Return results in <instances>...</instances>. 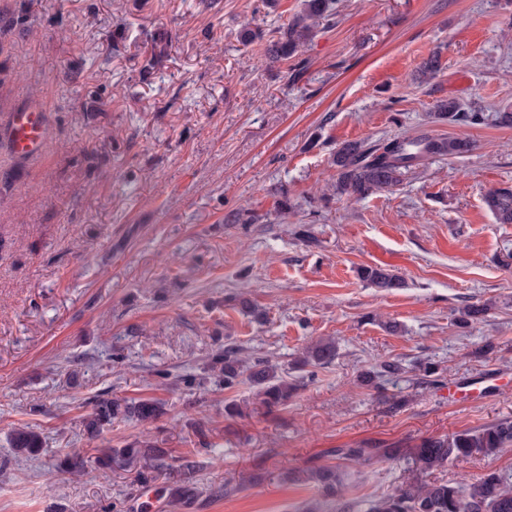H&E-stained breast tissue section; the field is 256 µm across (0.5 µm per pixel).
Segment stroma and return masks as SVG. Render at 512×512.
<instances>
[{"label": "stroma", "instance_id": "stroma-1", "mask_svg": "<svg viewBox=\"0 0 512 512\" xmlns=\"http://www.w3.org/2000/svg\"><path fill=\"white\" fill-rule=\"evenodd\" d=\"M301 3L0 0V123L29 101L47 111L37 156L0 143V512H142L148 500L152 512H302L318 490L284 473L333 464L330 449L412 448L512 419V389L448 397L450 384L512 375V224L485 204L512 188V127L429 119L448 98L466 112L512 108V0H336L335 24L304 44L291 82L264 49ZM246 27L261 39L242 42ZM158 35L167 53L142 75ZM434 54L439 71L419 78ZM423 131L474 149L363 200L336 196L340 144ZM237 211L250 223H230ZM302 225L314 243L297 236ZM364 265L406 288L367 285ZM237 292L266 323L234 307ZM477 301L485 320L460 325ZM327 338L334 363L270 413L254 409L249 384L202 376L228 343L287 369ZM388 359L405 374L360 385ZM419 360L439 365L440 384L422 383ZM101 395L157 399L166 412L92 440L84 419ZM231 400L243 416L225 417ZM23 427L44 438L40 456L12 450ZM136 440L173 457L199 449L192 506L132 467L54 469L63 453ZM345 471L358 501L411 476L383 459ZM490 471H512V449L431 477L464 485ZM252 474L260 482L241 485ZM358 276L366 284L381 291L393 292L406 287L402 276L381 266H362L358 269Z\"/></svg>", "mask_w": 512, "mask_h": 512}]
</instances>
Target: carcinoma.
Wrapping results in <instances>:
<instances>
[{"instance_id": "cac0c4a2", "label": "carcinoma", "mask_w": 512, "mask_h": 512, "mask_svg": "<svg viewBox=\"0 0 512 512\" xmlns=\"http://www.w3.org/2000/svg\"><path fill=\"white\" fill-rule=\"evenodd\" d=\"M336 18L334 0H303L301 10L287 26L276 31V36L266 48L270 59L290 64L292 76L300 73L302 62L296 57L315 29ZM167 42L158 36L152 40L150 57L142 72L148 73L155 63L166 55ZM434 116L438 120L482 124L488 120L512 127V111L463 112L453 99L442 100ZM473 150L467 138L440 137L423 132L413 137H403L374 145L363 142H344L333 154L337 169L336 195L359 200L378 191L389 189L400 182L404 172L428 158L460 157ZM485 203L499 224H512V188L491 192ZM359 278L382 291L393 292L406 287L402 276L381 266H362ZM240 310L261 323L266 320L265 310L246 297L234 298ZM488 304L473 302L462 308L460 321L464 324L482 321ZM337 355L336 341L328 339L304 348L294 360L300 370L324 367ZM209 372L216 382L232 389L242 380L255 388L257 403L269 412L284 406L299 390V384L288 380L277 365L264 357L245 360L239 348L224 346V351L214 354ZM405 373L398 360H385L375 370L359 374L361 385L376 388L383 377L397 378ZM164 414V404L156 399L129 401L119 398H102L95 402L92 412L85 418V428L90 437L96 438L112 422L134 418L140 422H153ZM12 446L16 453L26 457L38 456L43 448L40 434L19 429L14 433ZM512 448V420L503 419L486 424L476 430L455 432L448 436L428 437L413 449L401 448H334L331 454L345 463L360 464L372 458L408 460L412 464L413 478L391 493L371 499L366 503L345 498L342 473L337 466H323L304 471L305 480L320 491L323 501L307 512H512V472L490 471L467 485H454L446 481H426L423 475L441 469L450 463L475 454L495 456ZM199 450L192 449L179 457L178 465L168 462L164 448L150 446L139 448L131 444L125 448H99L95 456L87 459L80 454L67 453L60 457L56 467L63 473L105 474L115 468L134 464L143 458L149 464L140 468L139 477L147 483L162 473L167 479L171 495L185 506L193 504L196 487L193 474L200 466L196 460Z\"/></svg>"}]
</instances>
